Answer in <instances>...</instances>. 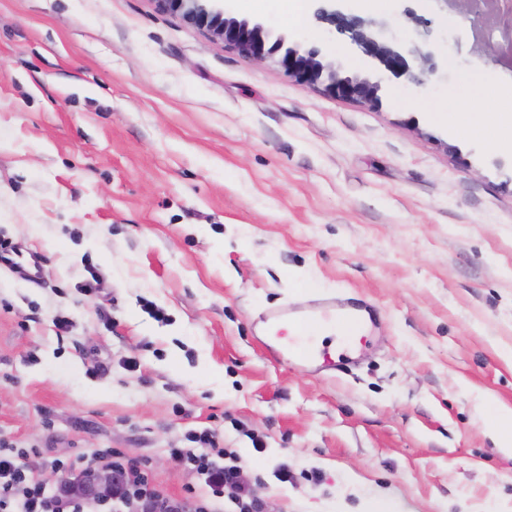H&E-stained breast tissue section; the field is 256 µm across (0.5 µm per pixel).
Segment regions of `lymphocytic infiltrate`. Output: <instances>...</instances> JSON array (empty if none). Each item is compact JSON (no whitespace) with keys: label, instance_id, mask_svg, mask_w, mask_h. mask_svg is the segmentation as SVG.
<instances>
[{"label":"lymphocytic infiltrate","instance_id":"f902f5d3","mask_svg":"<svg viewBox=\"0 0 512 512\" xmlns=\"http://www.w3.org/2000/svg\"><path fill=\"white\" fill-rule=\"evenodd\" d=\"M190 440L191 447L170 451L196 478L178 498L153 486L141 463L110 448L93 451L77 464L46 458L37 466L30 453L1 447L0 512H100L103 501L88 499L80 487L102 471L114 476V512H224L228 501L237 512H264L240 468L227 464L228 452L215 434L203 431Z\"/></svg>","mask_w":512,"mask_h":512}]
</instances>
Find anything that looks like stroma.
Instances as JSON below:
<instances>
[{
	"label": "stroma",
	"instance_id": "stroma-1",
	"mask_svg": "<svg viewBox=\"0 0 512 512\" xmlns=\"http://www.w3.org/2000/svg\"><path fill=\"white\" fill-rule=\"evenodd\" d=\"M234 4L382 75L380 104L153 0H0V239L41 259L36 284L0 266V444L116 448L179 497L169 450L208 428L267 512H512L481 402L512 408V154L433 113L473 83L481 115L512 101L501 29L354 0L392 41L430 32L448 71L419 88L284 0ZM334 295L375 311L355 374L274 358L263 314Z\"/></svg>",
	"mask_w": 512,
	"mask_h": 512
}]
</instances>
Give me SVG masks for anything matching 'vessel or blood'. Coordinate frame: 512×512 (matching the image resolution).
<instances>
[{"label":"vessel or blood","instance_id":"b4317fda","mask_svg":"<svg viewBox=\"0 0 512 512\" xmlns=\"http://www.w3.org/2000/svg\"><path fill=\"white\" fill-rule=\"evenodd\" d=\"M368 311V306L355 299L338 303L315 301L302 312L288 308L271 310L266 322L271 327L287 329L289 333L287 343L281 347L282 356L335 373H346L356 363L353 349L362 346L365 341ZM328 322L334 323L342 334L343 351L313 343L316 330Z\"/></svg>","mask_w":512,"mask_h":512}]
</instances>
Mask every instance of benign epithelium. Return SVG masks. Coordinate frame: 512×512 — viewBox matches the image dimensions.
<instances>
[{
  "instance_id": "benign-epithelium-1",
  "label": "benign epithelium",
  "mask_w": 512,
  "mask_h": 512,
  "mask_svg": "<svg viewBox=\"0 0 512 512\" xmlns=\"http://www.w3.org/2000/svg\"><path fill=\"white\" fill-rule=\"evenodd\" d=\"M154 3L160 11L181 14L188 24L208 32L248 60H275L297 83L321 85L334 97L362 104L376 106L381 102L380 78L372 74L346 75L316 50L304 52L297 46H289L283 35L271 39L264 24L237 18L230 0H154ZM314 16L337 24L356 46L377 59L387 71L406 75L418 86L426 85L439 69L431 49L414 46L401 51L385 39L384 25L347 13L345 0H319ZM86 492L97 498L111 497L112 473L97 474Z\"/></svg>"
}]
</instances>
